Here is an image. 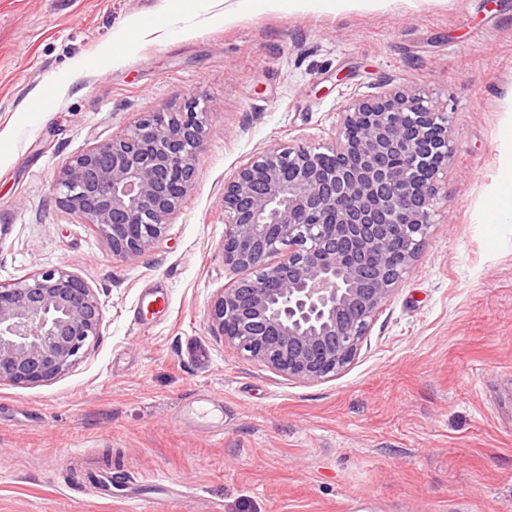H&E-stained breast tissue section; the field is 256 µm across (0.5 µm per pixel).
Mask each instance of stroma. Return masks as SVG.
I'll list each match as a JSON object with an SVG mask.
<instances>
[{
	"label": "stroma",
	"mask_w": 512,
	"mask_h": 512,
	"mask_svg": "<svg viewBox=\"0 0 512 512\" xmlns=\"http://www.w3.org/2000/svg\"><path fill=\"white\" fill-rule=\"evenodd\" d=\"M124 50L113 44L129 30ZM398 87L451 113L455 157L414 267L341 374L306 383L206 329L236 280L224 184L247 159L335 133ZM205 115L198 178L167 231L119 262L54 185L152 112ZM512 170V0H0V282L63 267L102 334L56 380L0 384V512H512V223L481 213ZM169 311L143 321V291ZM222 411L186 414L192 398ZM111 462L98 497L72 452ZM354 2H356V0H237V6L240 10L252 9L256 5L264 9L288 8L289 10L300 4H311L322 10H333L337 13Z\"/></svg>",
	"instance_id": "1"
}]
</instances>
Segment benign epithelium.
Segmentation results:
<instances>
[{"label":"benign epithelium","mask_w":512,"mask_h":512,"mask_svg":"<svg viewBox=\"0 0 512 512\" xmlns=\"http://www.w3.org/2000/svg\"><path fill=\"white\" fill-rule=\"evenodd\" d=\"M449 124L420 95L390 89L346 104L323 149L295 140L250 157L224 184L221 250L242 277L212 302L211 335L290 380L342 373L434 224L455 153ZM204 139L192 106L144 116L65 163L59 203L133 260L193 190ZM102 325L97 293L63 267L0 282V383L57 379Z\"/></svg>","instance_id":"benign-epithelium-1"}]
</instances>
